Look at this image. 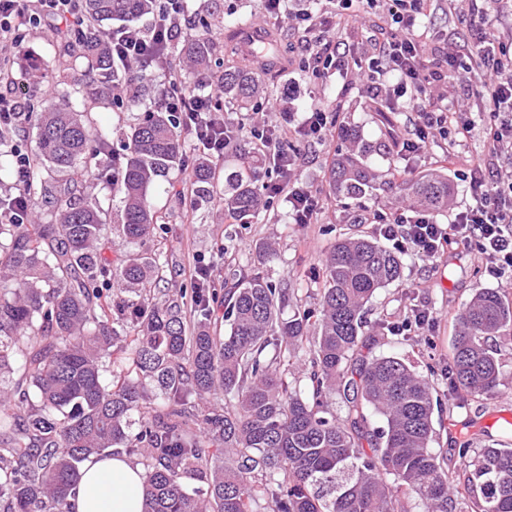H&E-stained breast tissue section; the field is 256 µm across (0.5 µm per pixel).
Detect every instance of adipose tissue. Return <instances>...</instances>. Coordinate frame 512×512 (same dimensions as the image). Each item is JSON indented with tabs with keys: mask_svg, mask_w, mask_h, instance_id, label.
Segmentation results:
<instances>
[{
	"mask_svg": "<svg viewBox=\"0 0 512 512\" xmlns=\"http://www.w3.org/2000/svg\"><path fill=\"white\" fill-rule=\"evenodd\" d=\"M145 471L128 457H108L84 463L79 489L70 500L71 512H142Z\"/></svg>",
	"mask_w": 512,
	"mask_h": 512,
	"instance_id": "1",
	"label": "adipose tissue"
}]
</instances>
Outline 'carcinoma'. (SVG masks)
I'll return each instance as SVG.
<instances>
[{
    "label": "carcinoma",
    "mask_w": 512,
    "mask_h": 512,
    "mask_svg": "<svg viewBox=\"0 0 512 512\" xmlns=\"http://www.w3.org/2000/svg\"><path fill=\"white\" fill-rule=\"evenodd\" d=\"M77 83L103 99L145 70L112 63L105 21H132L151 0H86ZM190 24L178 57L199 74L216 42ZM238 27L223 44L224 96L246 104L255 78L239 58ZM253 51L277 58L274 38ZM349 150L328 172L333 192L373 187L364 164L370 146L346 134ZM109 154L105 130L73 105H56L37 123L29 173L32 210L51 208L47 224L0 222V512H70L80 469L93 455L141 458L144 512H512V447L436 451L433 386L407 356L358 357L362 311L376 291L402 280L401 259L367 237L336 242L323 259L318 308L281 310L290 288L259 274L224 293L227 329L217 333L215 291L195 274L188 289L157 287L168 265L143 247L160 221L150 191L186 154L172 114L156 106L131 128L112 186L120 206L108 212L83 193ZM216 172L195 168L194 197H211ZM413 208L448 210V177L430 173L401 185ZM260 196L244 180L224 207L255 214ZM112 223H107V216ZM132 249L116 263L109 238ZM450 381L473 397L500 385L489 336L512 334V302L494 289L476 293L456 315ZM310 344L305 387L290 384L296 352ZM345 399L336 419L329 401ZM225 396L223 406L210 399ZM384 418L373 427L369 412ZM460 468L448 470V457ZM202 484L189 492L185 480Z\"/></svg>",
    "instance_id": "obj_1"
}]
</instances>
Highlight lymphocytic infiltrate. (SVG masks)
<instances>
[{
  "label": "lymphocytic infiltrate",
  "mask_w": 512,
  "mask_h": 512,
  "mask_svg": "<svg viewBox=\"0 0 512 512\" xmlns=\"http://www.w3.org/2000/svg\"><path fill=\"white\" fill-rule=\"evenodd\" d=\"M331 2L335 6L332 15L297 16L305 38L303 69L315 79L344 66L349 57L341 49L346 23L360 20L362 11L377 4V0ZM433 2L386 0L391 24L381 28V38L360 70L371 79L397 77L395 94L415 99L451 78L477 81V95L490 107L484 126V152L468 156L456 153L460 139L470 133L471 123L464 112L445 111L432 104L417 110L414 137L395 143L398 154L418 155L430 136L448 140V165L457 168L472 201L445 224L435 222L428 213L405 210L378 211L373 219L379 236L399 253L432 260L456 246L469 252L485 273L500 277L512 273V170L501 164L502 158H512V51L497 46L494 29L486 27L483 20L491 13L500 25L511 26L512 0H470L466 52H446L443 65L432 70L425 60L427 35L417 29L416 21ZM85 26L82 0H0L1 135L16 132L32 109L26 87L13 76L14 59L25 31L40 28L51 37L78 38ZM186 27L184 0H158V14L149 28L129 26L113 32L112 57L127 67L143 64L153 71H167L172 44ZM161 103L216 161L223 160L233 148L240 131L250 129L253 155L279 172L277 181L261 183V192L285 200L292 223L314 224L321 218L320 200L298 184L300 155L284 151L282 145L293 135L326 141L332 123L324 109L312 108L297 124L249 127L244 120L228 119L209 94L187 96L169 87L164 89Z\"/></svg>",
  "instance_id": "lymphocytic-infiltrate-1"
}]
</instances>
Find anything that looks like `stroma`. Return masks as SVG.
I'll use <instances>...</instances> for the list:
<instances>
[{
	"label": "stroma",
	"instance_id": "35a3bbf8",
	"mask_svg": "<svg viewBox=\"0 0 512 512\" xmlns=\"http://www.w3.org/2000/svg\"><path fill=\"white\" fill-rule=\"evenodd\" d=\"M189 11L197 12L216 32H223L227 20L244 18L248 23H264L260 0H188ZM467 12L465 0H458L455 10L438 5L420 20L422 28L433 36L427 59L438 64L440 48L445 39H456L463 26L461 17ZM289 49L288 66L279 71L259 74L264 97L292 96V109L306 111L318 105L331 112L337 128L353 129L374 150L367 159L377 176V187L359 198H342L330 191L328 169L336 154L344 149L340 137L317 144L294 140L302 164L297 176L316 194L323 205L321 220L316 224H292L288 221L286 203L277 200L260 210L252 219L238 222L224 215L220 201L215 199L195 205L184 171L173 172L168 182L155 192L153 201L161 212L162 228L149 246L161 250L168 261L166 286L170 290L188 287L196 264L212 270L211 285L223 288L240 276L258 273L274 284H291L284 315H292L294 305L315 306L323 286L322 259L340 238L353 235H373L370 222L375 210L393 211L406 199L399 189L403 170L407 178L416 179L435 170H445L442 163L444 142L428 143L421 157H401L392 149L398 138L413 136L414 112L419 104L395 99L392 78L371 84L360 78L355 69L333 73L322 80L310 79L302 72L298 61L303 52L300 33L288 20L275 22ZM38 60L53 78L47 97L39 99L40 108L61 103L64 97L76 100L81 110L90 113L97 126L111 133L110 149L122 156V144L137 115L153 104L157 89L165 78L183 76L182 68L172 69L169 75H153L149 86L142 91L138 104L118 108L111 101L98 100L88 85L71 82L74 70H82L87 61L64 43L48 40L41 32L27 31L18 49L13 68L15 78L26 79L30 60ZM270 242L273 254L258 253L260 244ZM401 283L378 289L367 307L369 324L365 351L372 356L397 353L413 358L419 373L428 377L434 387L432 415V448H446L451 442L468 443L470 448L490 444L512 447V339L495 336L488 346L496 352L505 383L489 396L472 397L448 386V353L455 336L456 315L478 291L499 290L512 299V279H496L474 265L468 253L449 249L435 263L415 256L404 255ZM428 308L436 317L432 327L412 328L407 335L380 334V321L403 320L414 306Z\"/></svg>",
	"mask_w": 512,
	"mask_h": 512
}]
</instances>
